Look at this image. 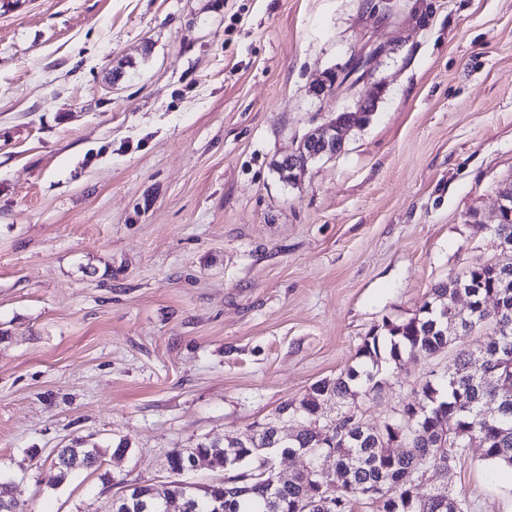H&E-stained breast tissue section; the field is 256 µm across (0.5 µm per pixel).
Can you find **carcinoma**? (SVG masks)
I'll return each mask as SVG.
<instances>
[{
    "label": "carcinoma",
    "mask_w": 512,
    "mask_h": 512,
    "mask_svg": "<svg viewBox=\"0 0 512 512\" xmlns=\"http://www.w3.org/2000/svg\"><path fill=\"white\" fill-rule=\"evenodd\" d=\"M494 245L508 243L512 249V216L489 228ZM470 296L468 311H457L459 294ZM491 327L487 340L477 351L464 339L473 330ZM385 334L374 330L358 350L362 362L339 377L312 387L299 403L286 404L304 422L315 416L318 400L334 397L344 404L357 394V388L377 392L381 387L378 367L382 353L396 362L402 354L409 358L431 357L458 344L450 361L451 372L431 374L418 391V401L397 409L380 430L364 426L360 419L343 418L347 429L322 437L301 429L284 447L273 451H299L319 448L336 457V469L344 480L335 490L336 512H352L353 504L364 501L375 512H469L466 498L452 492L419 494L417 487L424 473L433 468H450L465 453V445L476 439L484 459L495 466L512 468V263L495 260L479 263L448 278L433 288V301L419 314L400 324L385 323ZM480 357L493 372L487 382L471 370L473 358ZM492 401L501 409L495 417H484L481 410ZM261 436L249 429L221 442L236 449L227 469L234 471L229 482L212 481L195 494L191 512H296L303 490L319 481L314 472L294 475L288 485L270 487L271 473L254 465ZM72 465L59 470L65 479L78 468L96 466L102 450L69 449Z\"/></svg>",
    "instance_id": "1"
}]
</instances>
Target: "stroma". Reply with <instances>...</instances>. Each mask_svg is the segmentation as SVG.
Listing matches in <instances>:
<instances>
[{"mask_svg": "<svg viewBox=\"0 0 512 512\" xmlns=\"http://www.w3.org/2000/svg\"><path fill=\"white\" fill-rule=\"evenodd\" d=\"M367 43L372 80L312 94ZM510 182L512 0H0V478L24 512H112L172 449L291 429L373 329L497 258L476 226ZM455 352L383 363L328 419L382 425ZM94 445L99 468L50 463ZM432 486L512 512L478 448ZM336 133V122L335 120L331 119L322 125L318 126L317 128L313 129L309 133H307L301 142V145L297 152H294L292 154H289L285 157H283L280 162H283L285 164L292 163L295 158L303 157L304 159L311 157H334L336 156V151H339L342 149L343 143L338 137L336 136V151L329 150L327 143L333 136V134ZM322 144H326L325 149L321 151H314V147H318ZM303 158L301 160V163H303Z\"/></svg>", "mask_w": 512, "mask_h": 512, "instance_id": "35a3bbf8", "label": "stroma"}]
</instances>
